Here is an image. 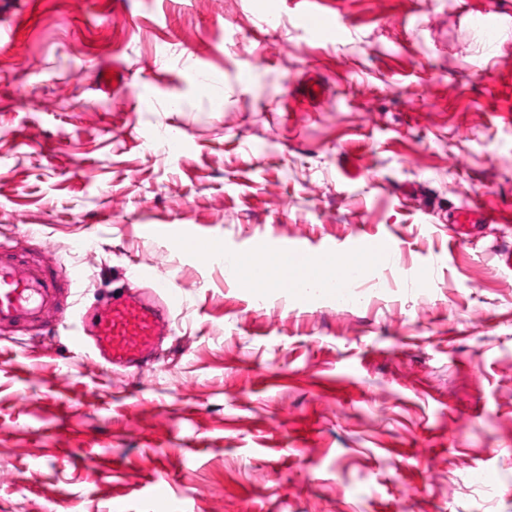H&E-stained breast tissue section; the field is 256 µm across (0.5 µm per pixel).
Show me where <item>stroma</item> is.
<instances>
[{
  "mask_svg": "<svg viewBox=\"0 0 512 512\" xmlns=\"http://www.w3.org/2000/svg\"><path fill=\"white\" fill-rule=\"evenodd\" d=\"M289 2L0 0V237L59 286L0 327V512H512V223L448 230L475 198L512 213V0H328L342 38ZM169 224L235 257L396 252L298 298ZM137 267L183 300L111 370L72 339Z\"/></svg>",
  "mask_w": 512,
  "mask_h": 512,
  "instance_id": "35a3bbf8",
  "label": "stroma"
}]
</instances>
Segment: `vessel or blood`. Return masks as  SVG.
Returning <instances> with one entry per match:
<instances>
[{"label": "vessel or blood", "mask_w": 512, "mask_h": 512, "mask_svg": "<svg viewBox=\"0 0 512 512\" xmlns=\"http://www.w3.org/2000/svg\"><path fill=\"white\" fill-rule=\"evenodd\" d=\"M298 23L308 32L344 35L340 16L327 12L323 0H298ZM507 216L487 205L466 206L457 211L453 224H504ZM57 294L56 279L39 264L22 263L0 243V324L41 321ZM161 311L140 293L113 297L95 324L93 336L106 364L140 367L150 361L163 333Z\"/></svg>", "instance_id": "obj_1"}]
</instances>
